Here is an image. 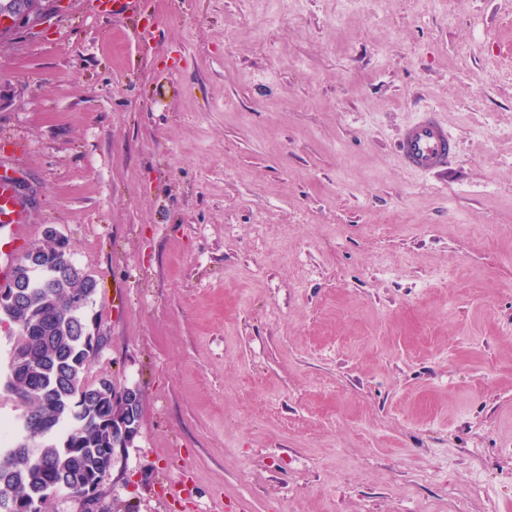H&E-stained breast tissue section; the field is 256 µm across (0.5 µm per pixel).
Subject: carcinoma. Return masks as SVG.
I'll list each match as a JSON object with an SVG mask.
<instances>
[{
	"instance_id": "obj_1",
	"label": "carcinoma",
	"mask_w": 512,
	"mask_h": 512,
	"mask_svg": "<svg viewBox=\"0 0 512 512\" xmlns=\"http://www.w3.org/2000/svg\"><path fill=\"white\" fill-rule=\"evenodd\" d=\"M14 301L0 300V324L15 326L4 388L23 412L7 446H0V501L19 512H45L49 488L80 494L109 473L125 444L112 429V401L124 392L87 370L103 347L92 342L85 311L96 285L72 259L68 241L46 236L12 272Z\"/></svg>"
}]
</instances>
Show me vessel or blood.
<instances>
[{
  "label": "vessel or blood",
  "instance_id": "obj_1",
  "mask_svg": "<svg viewBox=\"0 0 512 512\" xmlns=\"http://www.w3.org/2000/svg\"><path fill=\"white\" fill-rule=\"evenodd\" d=\"M138 6L137 0H93V11L112 18L124 17ZM456 141L435 113L423 112L409 123L395 144L401 163L418 173L446 169ZM28 211L21 198L17 179L0 172V284H5L15 263V244L23 239Z\"/></svg>",
  "mask_w": 512,
  "mask_h": 512
}]
</instances>
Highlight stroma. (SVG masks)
<instances>
[{"label":"stroma","instance_id":"obj_1","mask_svg":"<svg viewBox=\"0 0 512 512\" xmlns=\"http://www.w3.org/2000/svg\"><path fill=\"white\" fill-rule=\"evenodd\" d=\"M2 154L142 393L110 512H512V0H69L0 38ZM138 0H94L91 2L92 10L100 15H107L113 19L124 17L133 12L138 6ZM456 140L433 112L420 113L395 144L401 163L418 173H438L448 166Z\"/></svg>","mask_w":512,"mask_h":512}]
</instances>
